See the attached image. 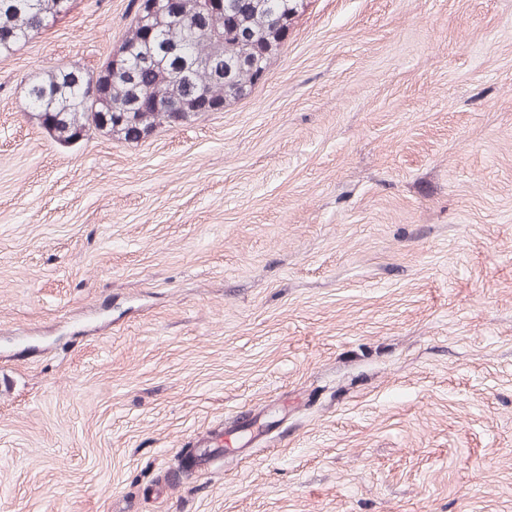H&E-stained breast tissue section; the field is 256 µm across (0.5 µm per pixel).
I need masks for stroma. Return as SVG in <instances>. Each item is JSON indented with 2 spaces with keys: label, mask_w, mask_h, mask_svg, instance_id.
<instances>
[{
  "label": "stroma",
  "mask_w": 512,
  "mask_h": 512,
  "mask_svg": "<svg viewBox=\"0 0 512 512\" xmlns=\"http://www.w3.org/2000/svg\"><path fill=\"white\" fill-rule=\"evenodd\" d=\"M135 11L0 60V512H512V0H305L224 111L55 142ZM223 435V432H219L210 439L201 442L199 448H190L182 460L184 462L182 468L192 473L209 463L211 461L209 455L218 449L214 447L222 446L224 442Z\"/></svg>",
  "instance_id": "obj_1"
}]
</instances>
